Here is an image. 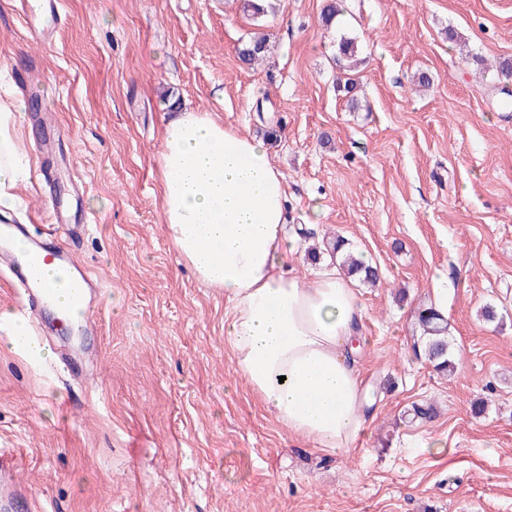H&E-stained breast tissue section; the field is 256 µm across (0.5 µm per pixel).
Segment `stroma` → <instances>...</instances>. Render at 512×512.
Segmentation results:
<instances>
[{"instance_id":"stroma-1","label":"stroma","mask_w":512,"mask_h":512,"mask_svg":"<svg viewBox=\"0 0 512 512\" xmlns=\"http://www.w3.org/2000/svg\"><path fill=\"white\" fill-rule=\"evenodd\" d=\"M326 3L269 0L255 21L244 0H64L44 45L0 0V95L26 112L15 215L33 236L56 198L88 219L58 239L101 288L88 384L11 349L0 325V449L18 451L34 512H512V110L494 70L512 61V0H345L329 28ZM255 32L270 51L249 66L239 50ZM343 34L360 45L353 106L336 90ZM36 107L71 161L46 184ZM178 111L263 138L290 233L342 236L379 268L380 286H356L369 416L345 453L295 440L265 411L232 362L223 291L164 235L159 157ZM441 272L448 377L413 351ZM487 304L496 322L480 319ZM425 402L436 417L408 419Z\"/></svg>"}]
</instances>
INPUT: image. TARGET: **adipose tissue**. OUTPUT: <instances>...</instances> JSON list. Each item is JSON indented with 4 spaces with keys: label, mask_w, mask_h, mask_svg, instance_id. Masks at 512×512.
<instances>
[{
    "label": "adipose tissue",
    "mask_w": 512,
    "mask_h": 512,
    "mask_svg": "<svg viewBox=\"0 0 512 512\" xmlns=\"http://www.w3.org/2000/svg\"><path fill=\"white\" fill-rule=\"evenodd\" d=\"M22 106L0 99V213L13 211L26 169L12 131ZM165 233L179 261L222 290L232 362L289 435L328 454L363 433L351 342L363 308L335 269L299 277L289 262L283 176L264 143L206 113L167 122L160 160Z\"/></svg>",
    "instance_id": "1"
}]
</instances>
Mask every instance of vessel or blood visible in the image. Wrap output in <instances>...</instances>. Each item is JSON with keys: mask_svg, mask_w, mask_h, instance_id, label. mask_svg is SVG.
I'll return each instance as SVG.
<instances>
[{"mask_svg": "<svg viewBox=\"0 0 512 512\" xmlns=\"http://www.w3.org/2000/svg\"><path fill=\"white\" fill-rule=\"evenodd\" d=\"M16 4L29 34L41 43H51L63 18L61 0H16ZM61 138V133L55 131L42 135L36 143L46 175L54 173ZM56 235L57 228L53 225L47 227L44 235L31 238L25 224L11 221L0 224V270L8 274L13 286L22 289L26 313L35 322L47 311L54 296L53 289L38 277L40 263L56 264L65 279L73 283L72 310H90L92 297L97 291L96 281L86 266L78 261L74 249L61 246ZM23 236L28 237L29 248L19 254L10 243ZM58 356L67 366L78 367V376L83 379L91 373L99 354L80 346L59 351ZM28 492V487L18 482L14 467L0 461V512H17Z\"/></svg>", "mask_w": 512, "mask_h": 512, "instance_id": "b4317fda", "label": "vessel or blood"}]
</instances>
